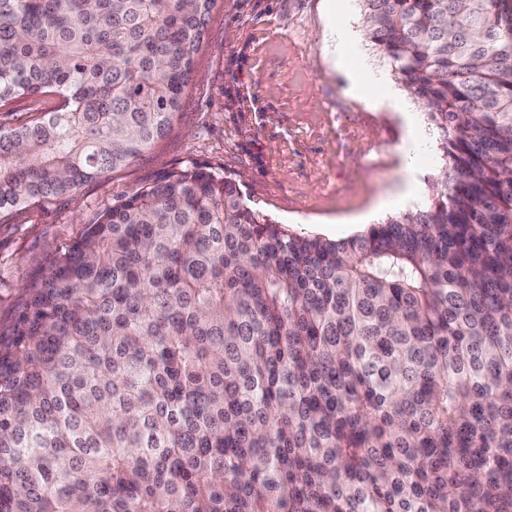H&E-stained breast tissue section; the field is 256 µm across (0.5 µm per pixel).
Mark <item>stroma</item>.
I'll return each mask as SVG.
<instances>
[{"mask_svg": "<svg viewBox=\"0 0 512 512\" xmlns=\"http://www.w3.org/2000/svg\"><path fill=\"white\" fill-rule=\"evenodd\" d=\"M331 0H219L195 56L191 84L168 135L131 164L70 197L14 210L0 224V334L26 289L104 210L168 172L197 165L230 176L249 204L291 233L345 240L401 214L398 152L419 138L417 203L444 156L426 115L411 122L369 94L352 93L331 58L337 29L353 38L352 60L391 74L365 36L360 0L332 14Z\"/></svg>", "mask_w": 512, "mask_h": 512, "instance_id": "obj_1", "label": "stroma"}]
</instances>
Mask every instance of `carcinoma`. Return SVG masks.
I'll use <instances>...</instances> for the list:
<instances>
[{"label": "carcinoma", "instance_id": "carcinoma-1", "mask_svg": "<svg viewBox=\"0 0 512 512\" xmlns=\"http://www.w3.org/2000/svg\"><path fill=\"white\" fill-rule=\"evenodd\" d=\"M218 0H0V216L162 139ZM440 135L341 241L173 170L0 337V512H512V0H361Z\"/></svg>", "mask_w": 512, "mask_h": 512}]
</instances>
